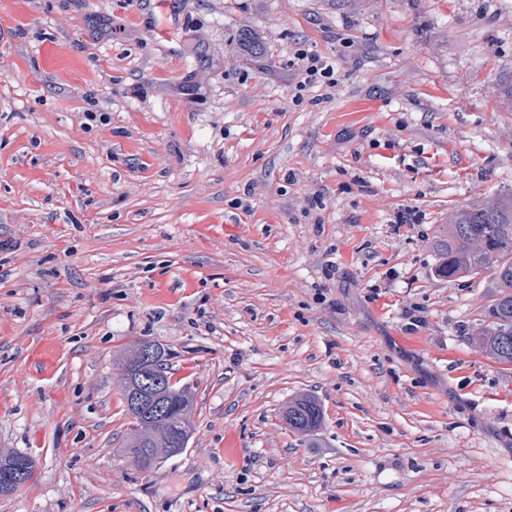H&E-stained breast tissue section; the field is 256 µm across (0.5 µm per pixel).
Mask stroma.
<instances>
[{
  "mask_svg": "<svg viewBox=\"0 0 512 512\" xmlns=\"http://www.w3.org/2000/svg\"><path fill=\"white\" fill-rule=\"evenodd\" d=\"M298 43L338 86L297 96ZM510 191L512 0H0V448L37 462L0 512H512L496 283L435 246ZM141 340L195 396L151 470ZM236 38L239 44L240 53L262 57L266 53V46L257 37L250 25L244 24L238 30ZM121 370L122 397L129 420L125 454L134 465L141 469L155 468L179 455L193 433L192 415L194 414V396L186 385L179 382L165 384L158 388L159 399L167 405V412L161 418L152 409L143 407L139 412H131L126 400V379L128 371L136 361L131 351L122 352L118 358ZM180 436V442L174 446L173 439ZM282 415V418L288 416V429L301 435L318 431L324 418L318 400L309 395H299L289 400ZM298 425L301 427V433Z\"/></svg>",
  "mask_w": 512,
  "mask_h": 512,
  "instance_id": "1",
  "label": "stroma"
}]
</instances>
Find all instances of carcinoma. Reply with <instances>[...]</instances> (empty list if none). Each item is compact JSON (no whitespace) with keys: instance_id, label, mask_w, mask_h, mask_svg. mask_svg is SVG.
I'll use <instances>...</instances> for the list:
<instances>
[{"instance_id":"cac0c4a2","label":"carcinoma","mask_w":512,"mask_h":512,"mask_svg":"<svg viewBox=\"0 0 512 512\" xmlns=\"http://www.w3.org/2000/svg\"><path fill=\"white\" fill-rule=\"evenodd\" d=\"M236 38L239 51L254 57L266 53V46L250 25L244 24ZM439 253L438 273L456 280L492 270L498 297L485 307L483 323L472 340L495 362L512 365V194L486 196L478 204L456 209L448 214V222L437 229ZM159 399L167 412L157 417L146 407L134 413L129 421L125 454L141 469L155 468L179 455L193 433L194 396L190 388L177 382L158 388ZM288 429L308 435L319 430L323 411L318 400L299 395L288 401L283 412ZM34 478L36 463L31 454L0 451V494H14L21 487L14 482L20 468Z\"/></svg>"}]
</instances>
